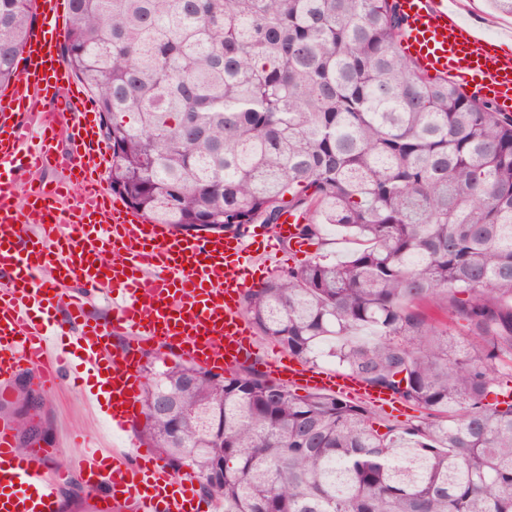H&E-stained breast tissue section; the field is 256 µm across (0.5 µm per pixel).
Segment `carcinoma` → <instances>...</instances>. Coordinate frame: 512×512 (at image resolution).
I'll list each match as a JSON object with an SVG mask.
<instances>
[{"instance_id": "obj_1", "label": "carcinoma", "mask_w": 512, "mask_h": 512, "mask_svg": "<svg viewBox=\"0 0 512 512\" xmlns=\"http://www.w3.org/2000/svg\"><path fill=\"white\" fill-rule=\"evenodd\" d=\"M62 55L112 148V193L178 232L302 216L360 242L247 291L253 325L419 411L400 430L321 390L191 362L142 436L224 512H512V112L425 73L398 0H66ZM35 23L0 0V88ZM460 332L455 339L448 325Z\"/></svg>"}]
</instances>
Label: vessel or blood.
I'll use <instances>...</instances> for the list:
<instances>
[{
	"instance_id": "b4317fda",
	"label": "vessel or blood",
	"mask_w": 512,
	"mask_h": 512,
	"mask_svg": "<svg viewBox=\"0 0 512 512\" xmlns=\"http://www.w3.org/2000/svg\"><path fill=\"white\" fill-rule=\"evenodd\" d=\"M449 0H399L406 18L405 55L427 74L454 79L469 93L512 111V51L496 48L464 24ZM41 27L32 30L18 78L0 97V400L11 398L22 372L38 393L54 389L70 364L80 390L120 436L137 416L144 344L177 349L210 369L232 370L253 353L252 330L241 308L252 283L245 265L271 266L278 241L308 254L299 218L283 212L273 235L195 236L152 223L102 186L108 149L95 144L98 118L72 90L61 60L62 0H40ZM45 109L26 113L34 101ZM65 169L68 182L27 179L31 170ZM75 207L57 200L71 185ZM112 294V319L92 318L87 305ZM127 336L125 344L113 334ZM275 380L356 397L374 405L389 394L345 373L316 371L275 357ZM53 449L18 450L13 424L0 420V512H61V486L78 474L85 512H216L201 501L191 475L174 476L151 451L105 450L85 441L63 470L47 461Z\"/></svg>"
}]
</instances>
